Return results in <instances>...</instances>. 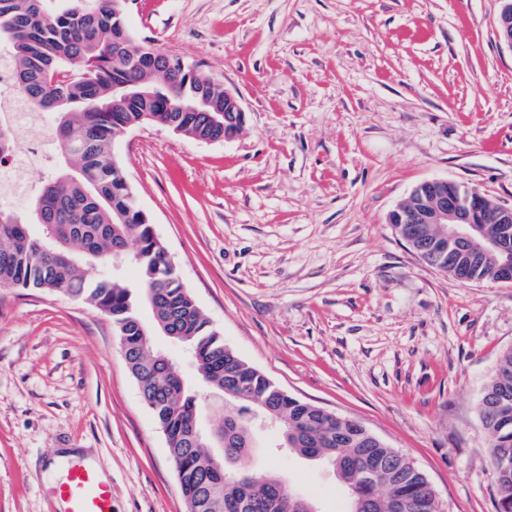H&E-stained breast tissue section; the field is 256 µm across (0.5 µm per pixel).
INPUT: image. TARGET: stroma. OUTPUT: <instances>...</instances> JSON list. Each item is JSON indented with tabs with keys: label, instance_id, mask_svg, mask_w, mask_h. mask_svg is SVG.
I'll return each instance as SVG.
<instances>
[{
	"label": "stroma",
	"instance_id": "obj_1",
	"mask_svg": "<svg viewBox=\"0 0 512 512\" xmlns=\"http://www.w3.org/2000/svg\"><path fill=\"white\" fill-rule=\"evenodd\" d=\"M499 0H135L134 45L198 65L246 121L205 143L154 124L113 153L225 344L290 396L408 456L441 512H498L482 394L512 349V284L427 266L388 222L445 178L512 204V48ZM248 461L318 512L325 463L257 432ZM92 457L112 512H187L111 318L0 288V512H57L48 462ZM499 2L501 5L497 15V35L500 41L512 48V1Z\"/></svg>",
	"mask_w": 512,
	"mask_h": 512
}]
</instances>
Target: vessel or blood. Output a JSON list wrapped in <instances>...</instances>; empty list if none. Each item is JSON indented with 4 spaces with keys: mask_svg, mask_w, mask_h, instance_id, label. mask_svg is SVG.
I'll use <instances>...</instances> for the list:
<instances>
[{
    "mask_svg": "<svg viewBox=\"0 0 512 512\" xmlns=\"http://www.w3.org/2000/svg\"><path fill=\"white\" fill-rule=\"evenodd\" d=\"M52 495L63 512H112V485L97 469L81 459L71 460L64 480Z\"/></svg>",
    "mask_w": 512,
    "mask_h": 512,
    "instance_id": "vessel-or-blood-1",
    "label": "vessel or blood"
}]
</instances>
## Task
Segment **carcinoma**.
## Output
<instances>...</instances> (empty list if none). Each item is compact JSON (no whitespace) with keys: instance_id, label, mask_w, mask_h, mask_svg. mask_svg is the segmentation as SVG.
I'll return each instance as SVG.
<instances>
[{"instance_id":"cac0c4a2","label":"carcinoma","mask_w":512,"mask_h":512,"mask_svg":"<svg viewBox=\"0 0 512 512\" xmlns=\"http://www.w3.org/2000/svg\"><path fill=\"white\" fill-rule=\"evenodd\" d=\"M49 2L0 0V44L11 49L15 88L34 111L55 114L58 144L73 139L79 145L80 170L43 182L26 216L0 210V286L61 293L112 318L141 398L165 435L188 512H308L310 500L288 489L283 476L256 474L247 465L257 413L276 421L288 450L333 467L348 489L347 512H436L426 477L409 458L317 406L273 393L268 378L224 344L113 168L118 132L146 122L175 126L195 140L223 136L224 88L178 63L173 89L156 85L150 64L116 42L129 35L117 0ZM125 84L152 93L112 104V87ZM15 147L12 131L0 125V162ZM33 224L52 236L54 251L42 250ZM411 232L427 244L440 236L434 224H413ZM116 255L137 268L136 284L88 272ZM471 276L498 278L496 257L482 258ZM144 307L154 328L183 344L205 384L234 408L208 431L210 440L224 442L222 456L198 440L197 397L179 363L154 345V328L140 315ZM480 414L492 440L497 493L512 498V349L499 358Z\"/></svg>"}]
</instances>
